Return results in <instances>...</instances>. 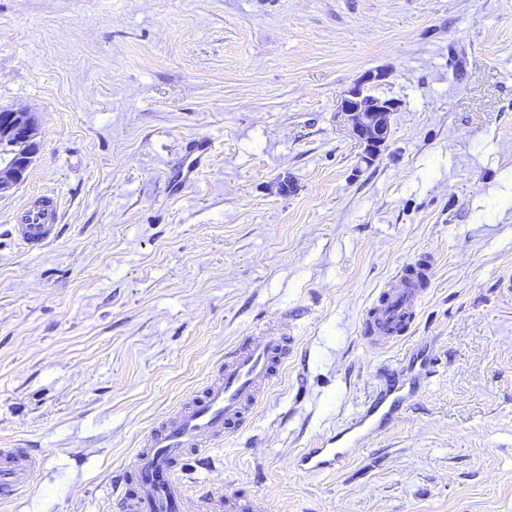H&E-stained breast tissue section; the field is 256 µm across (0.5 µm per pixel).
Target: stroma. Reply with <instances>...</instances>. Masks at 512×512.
<instances>
[{
	"instance_id": "35a3bbf8",
	"label": "stroma",
	"mask_w": 512,
	"mask_h": 512,
	"mask_svg": "<svg viewBox=\"0 0 512 512\" xmlns=\"http://www.w3.org/2000/svg\"><path fill=\"white\" fill-rule=\"evenodd\" d=\"M371 69L400 107L367 165L339 105ZM1 109L40 137L0 195V448L44 465L0 512H115L143 437L269 327L294 345L246 425L190 454L192 492L512 512V0H0ZM44 196L57 235L28 249L14 226ZM425 254L411 331L368 346ZM412 351L438 361L401 419L296 470ZM432 268L428 255L395 273L364 320L363 333L372 347H384L404 337L416 318L421 294L430 285Z\"/></svg>"
}]
</instances>
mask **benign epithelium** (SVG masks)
I'll return each mask as SVG.
<instances>
[{
  "mask_svg": "<svg viewBox=\"0 0 512 512\" xmlns=\"http://www.w3.org/2000/svg\"><path fill=\"white\" fill-rule=\"evenodd\" d=\"M388 74L370 70L341 98L339 111L345 116L350 135L363 147L370 162L381 151L390 134L391 116L398 102L376 92ZM39 124L31 112L10 110L0 115V152L7 160L0 164V193L20 185L39 147Z\"/></svg>",
  "mask_w": 512,
  "mask_h": 512,
  "instance_id": "obj_1",
  "label": "benign epithelium"
}]
</instances>
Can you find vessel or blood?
I'll use <instances>...</instances> for the list:
<instances>
[{
	"label": "vessel or blood",
	"mask_w": 512,
	"mask_h": 512,
	"mask_svg": "<svg viewBox=\"0 0 512 512\" xmlns=\"http://www.w3.org/2000/svg\"><path fill=\"white\" fill-rule=\"evenodd\" d=\"M17 233L32 248L46 245L55 235L51 224H21ZM431 257L418 258L398 270L370 307L363 333L371 346L400 340L417 315L420 297L431 281ZM289 336L266 332L245 338L229 349L224 363L191 406L154 427L122 467L113 488L117 512H261L251 498L227 500L206 493L192 496L180 479L186 455L209 441L242 426L271 388L291 349ZM432 359L421 360L380 384L352 418L301 449L296 466L315 475L347 465L353 448L382 434L410 405L433 372ZM43 464L33 449L19 444L0 448V503L10 502L29 488Z\"/></svg>",
	"instance_id": "b4317fda"
}]
</instances>
